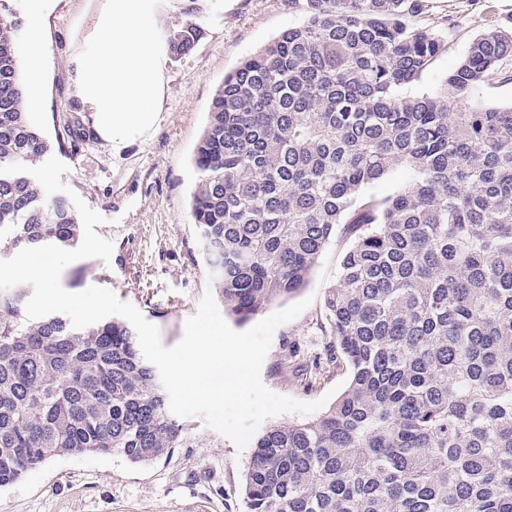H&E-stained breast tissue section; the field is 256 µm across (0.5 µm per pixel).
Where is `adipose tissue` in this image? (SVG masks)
<instances>
[{"instance_id":"obj_1","label":"adipose tissue","mask_w":512,"mask_h":512,"mask_svg":"<svg viewBox=\"0 0 512 512\" xmlns=\"http://www.w3.org/2000/svg\"><path fill=\"white\" fill-rule=\"evenodd\" d=\"M164 0H105L75 52L78 96L97 136L121 150L155 127L165 93Z\"/></svg>"}]
</instances>
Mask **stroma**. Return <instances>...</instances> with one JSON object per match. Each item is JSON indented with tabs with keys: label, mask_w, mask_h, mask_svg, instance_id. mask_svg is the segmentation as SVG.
I'll list each match as a JSON object with an SVG mask.
<instances>
[{
	"label": "stroma",
	"mask_w": 512,
	"mask_h": 512,
	"mask_svg": "<svg viewBox=\"0 0 512 512\" xmlns=\"http://www.w3.org/2000/svg\"><path fill=\"white\" fill-rule=\"evenodd\" d=\"M104 0H50L43 19L44 49L21 75L27 110L52 151L67 165L61 180L104 218L97 233L114 244L110 262L82 259L62 272L71 292L97 285L135 305L160 330L164 346L177 344L187 318L213 283L199 230L190 217L196 178L192 158L211 100L225 74L282 31L299 24L302 7L288 0H203L189 14L171 0L166 27L200 21L204 34L186 55L170 56L165 96L154 130L121 150L99 139L76 95L70 59L92 29ZM458 25L447 29V15ZM420 23L447 32L433 68L404 94H432L467 55L473 40L494 29L512 32V0H430ZM350 240L337 234L325 246L307 283L289 303L309 300L294 320L279 326L261 368L276 394L310 403L349 382V370L329 360L335 339L325 299L338 280ZM192 444L148 465L119 455L55 456L12 485L0 488V512H244V475L252 447L187 418Z\"/></svg>",
	"instance_id": "obj_1"
}]
</instances>
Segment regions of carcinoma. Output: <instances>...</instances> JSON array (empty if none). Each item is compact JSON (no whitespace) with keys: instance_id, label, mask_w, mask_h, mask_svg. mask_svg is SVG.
<instances>
[{"instance_id":"obj_1","label":"carcinoma","mask_w":512,"mask_h":512,"mask_svg":"<svg viewBox=\"0 0 512 512\" xmlns=\"http://www.w3.org/2000/svg\"><path fill=\"white\" fill-rule=\"evenodd\" d=\"M303 2L305 21L217 88L194 152L190 215L224 308L246 321L304 287L330 238L351 239L326 310L346 389L320 416L273 425L245 512H512V33L488 31L431 95H402L444 45L428 0ZM17 21L0 13V166L44 163L27 112ZM202 35L189 21L170 51ZM404 167L378 197L366 188ZM70 199L0 174V260L75 248ZM0 291V488L54 456L150 464L189 443L134 330L29 319ZM475 98L502 108L512 106V81L493 80L489 84L480 86L475 91Z\"/></svg>"}]
</instances>
